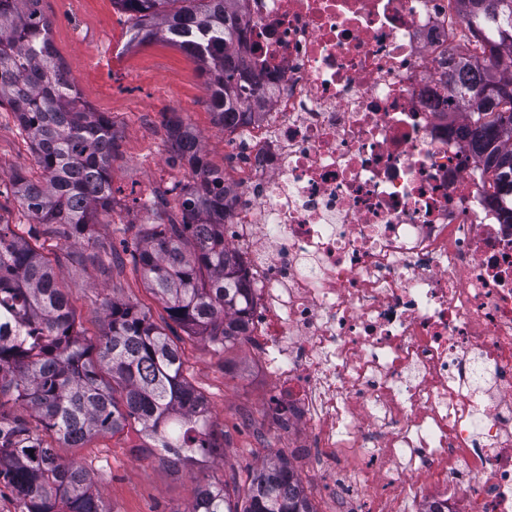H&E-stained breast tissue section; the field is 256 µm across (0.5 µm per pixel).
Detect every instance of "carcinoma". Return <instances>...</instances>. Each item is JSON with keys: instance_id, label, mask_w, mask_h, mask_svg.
Segmentation results:
<instances>
[{"instance_id": "1", "label": "carcinoma", "mask_w": 512, "mask_h": 512, "mask_svg": "<svg viewBox=\"0 0 512 512\" xmlns=\"http://www.w3.org/2000/svg\"><path fill=\"white\" fill-rule=\"evenodd\" d=\"M136 19L130 40L162 39L200 62L209 105L223 128L242 111L254 86L246 57L240 0H117ZM458 41L483 46L484 29L497 63L475 83L461 67L448 76L454 97L472 110L471 144L512 201V0H456ZM39 0H0V106L7 105L30 141L37 174L15 172L11 189L29 219L51 225L70 247L90 237L112 210V122L80 101L56 57L52 21ZM177 159L193 165V183L178 193V214L157 203L128 255L169 318L218 351L245 335L249 311L233 251L224 245V171L206 160L196 132L168 124ZM104 326L87 339L76 329L69 298L51 261L9 224L0 225V473L24 512H106L92 493V475L62 461L40 431L71 446L116 433L133 420L175 466L213 453L204 396L185 376L184 351L133 302L106 300ZM21 403L42 428L5 414L3 398ZM189 512H317L301 478L283 457L251 475L244 507L225 487L200 486Z\"/></svg>"}]
</instances>
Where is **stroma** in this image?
<instances>
[{
    "instance_id": "1",
    "label": "stroma",
    "mask_w": 512,
    "mask_h": 512,
    "mask_svg": "<svg viewBox=\"0 0 512 512\" xmlns=\"http://www.w3.org/2000/svg\"><path fill=\"white\" fill-rule=\"evenodd\" d=\"M39 7L53 21L54 47L75 78L81 100L113 123L118 136L112 163L115 203L111 213L98 216L88 246L62 247L47 226L30 223L9 192L0 195V224L14 225L19 235L57 260L85 337L97 336L102 327L103 300L130 301L148 310L152 322L182 347L187 378L203 394L224 449L176 471L134 422L116 434L92 436L77 448L52 435L47 441L60 459L77 461L92 473L94 492L106 512H188L206 481L242 496L263 461L292 455L263 410L270 378L245 343L218 352L206 340L189 338L132 263L113 265L110 254L148 223L143 203L158 194L175 201V188L191 181L185 165L169 161V120L189 124L207 160L219 169L229 168L234 147L213 122L197 60L162 40L131 43L132 21L114 0H40ZM33 165L25 134L9 107H0V177Z\"/></svg>"
}]
</instances>
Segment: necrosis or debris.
Listing matches in <instances>:
<instances>
[{"mask_svg": "<svg viewBox=\"0 0 512 512\" xmlns=\"http://www.w3.org/2000/svg\"><path fill=\"white\" fill-rule=\"evenodd\" d=\"M452 0H243L251 109L224 183L245 341L333 512H512V224L448 101ZM360 463L336 466L340 450Z\"/></svg>", "mask_w": 512, "mask_h": 512, "instance_id": "obj_1", "label": "necrosis or debris"}]
</instances>
